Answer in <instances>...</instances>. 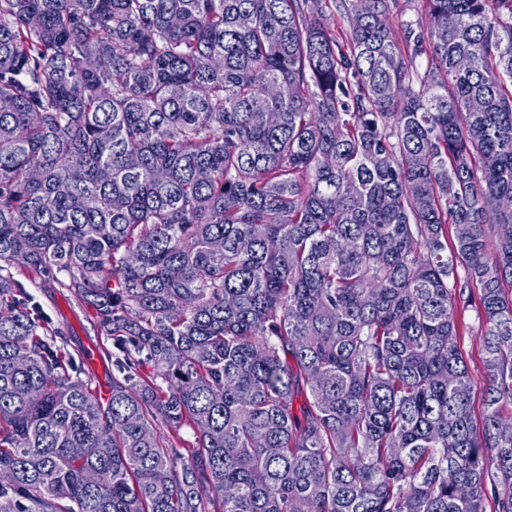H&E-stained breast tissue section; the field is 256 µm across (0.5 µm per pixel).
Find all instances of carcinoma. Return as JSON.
<instances>
[{
  "mask_svg": "<svg viewBox=\"0 0 512 512\" xmlns=\"http://www.w3.org/2000/svg\"><path fill=\"white\" fill-rule=\"evenodd\" d=\"M424 7L0 0V512H512V0ZM392 31L400 40V24L402 21L423 20L425 23L424 0H390ZM13 272L15 277L24 283L27 291L40 305L52 324L63 330L67 336V349L83 361L92 387L98 392L100 389L108 390L112 383V360L106 355L104 349L110 347L111 341L95 330L93 310L77 301L62 288H39L28 268L16 265ZM89 344L95 345L101 355L102 367L99 371L92 370L84 360L83 353ZM461 348L469 359L473 379V407L476 417L479 418L482 411V399L486 389L485 372L482 367V338L478 336L476 329L466 330L462 333Z\"/></svg>",
  "mask_w": 512,
  "mask_h": 512,
  "instance_id": "1",
  "label": "carcinoma"
}]
</instances>
